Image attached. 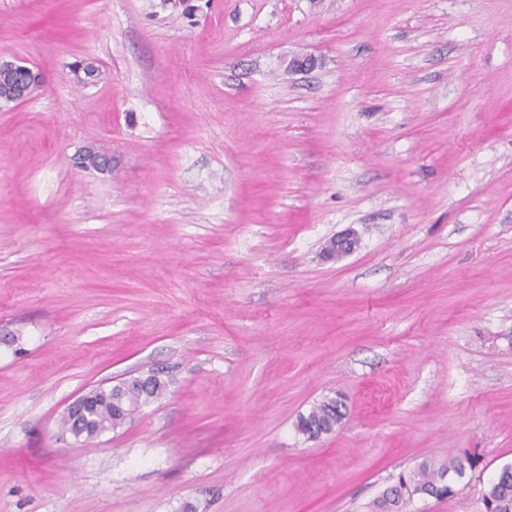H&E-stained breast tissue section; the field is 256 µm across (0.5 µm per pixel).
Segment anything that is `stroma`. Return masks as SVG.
I'll return each instance as SVG.
<instances>
[{
    "label": "stroma",
    "mask_w": 512,
    "mask_h": 512,
    "mask_svg": "<svg viewBox=\"0 0 512 512\" xmlns=\"http://www.w3.org/2000/svg\"><path fill=\"white\" fill-rule=\"evenodd\" d=\"M191 2L0 0V61L44 77L0 102V512H368L465 453L407 510L483 512L512 466V0ZM151 372L122 427L62 428ZM122 384L114 389L104 390L98 386L91 391L88 396L92 401V407L89 408L90 401L84 397L87 392L75 398L66 408V413L73 416L74 420H80L83 417V425L75 429L79 436L84 430L86 435L79 442L84 443L92 439L94 432L99 425H107L112 429L123 426L130 421L140 411L141 407L151 401L159 399L166 391V382L158 375H148L146 377H130L121 382ZM341 405L335 399L323 400L316 404L307 415H300L296 428L309 439H316L321 435L335 431L342 419ZM467 465L472 469L475 465V459L466 454L464 457L452 461L448 466L437 465L432 461L423 460L414 468L399 473L396 484L384 491L381 496L372 502L371 510L374 511L371 512H375L378 500L386 497L388 493L394 495V500L402 502L399 508L403 509V511H406V507L411 503L412 496L419 492H426L429 496L435 498H449L454 492L449 487L448 489L440 490V487H437L438 481L446 473L450 472L461 477L464 475ZM446 477L447 475L443 478V482Z\"/></svg>",
    "instance_id": "1"
}]
</instances>
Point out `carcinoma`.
<instances>
[{"instance_id": "carcinoma-1", "label": "carcinoma", "mask_w": 512, "mask_h": 512, "mask_svg": "<svg viewBox=\"0 0 512 512\" xmlns=\"http://www.w3.org/2000/svg\"><path fill=\"white\" fill-rule=\"evenodd\" d=\"M72 81L77 86H86L98 76V69L91 63L78 62L71 66ZM43 86L41 73L30 67L0 68V101L28 98ZM166 382L158 375L130 377L114 389L105 390L98 386L92 390L89 400L92 407L83 417L82 426L75 429L82 435L79 442L92 440V435L100 425L114 429L133 419L141 407L163 396ZM342 419L341 406L334 399L323 400L316 404L308 414L299 416L297 431L308 438L316 439L321 435L335 431ZM475 459L469 455L458 458L447 465H437L423 460L414 468L401 472L395 485L382 493L394 495L402 502L401 509H406L412 496L425 492L435 498H449L450 489H439L437 483L447 473L462 476L466 468L474 467ZM485 512H512V471L502 470L486 487L482 495Z\"/></svg>"}]
</instances>
